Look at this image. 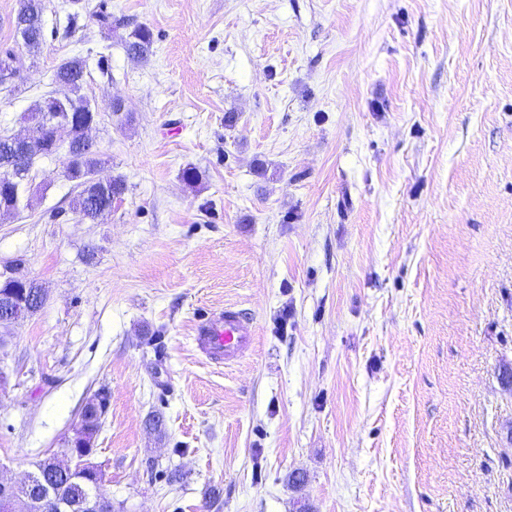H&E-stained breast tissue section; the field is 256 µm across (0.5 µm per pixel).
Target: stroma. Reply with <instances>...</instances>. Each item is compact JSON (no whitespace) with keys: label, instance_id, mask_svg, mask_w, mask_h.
Masks as SVG:
<instances>
[{"label":"stroma","instance_id":"stroma-1","mask_svg":"<svg viewBox=\"0 0 512 512\" xmlns=\"http://www.w3.org/2000/svg\"><path fill=\"white\" fill-rule=\"evenodd\" d=\"M16 8L0 130L82 57L128 190L81 221L62 150L0 222L47 291L0 327V475L104 390L116 512H512V0H46L35 56ZM227 306L255 339L224 367L192 327ZM153 45L152 30L145 25L135 26L125 39L127 55L137 61H146L153 54Z\"/></svg>","mask_w":512,"mask_h":512}]
</instances>
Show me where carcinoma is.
I'll return each mask as SVG.
<instances>
[{
	"label": "carcinoma",
	"mask_w": 512,
	"mask_h": 512,
	"mask_svg": "<svg viewBox=\"0 0 512 512\" xmlns=\"http://www.w3.org/2000/svg\"><path fill=\"white\" fill-rule=\"evenodd\" d=\"M44 0H18L15 22L16 33L20 36L21 47L29 53L38 52L43 43ZM152 30L145 25L134 27L125 39L129 57L145 61L153 54ZM86 61L80 56L62 60L53 73V84L63 88V96L57 98L55 109H44V102L24 114L28 137L24 147L18 149L11 142V135L0 133V167L13 164L18 170L29 172L37 160L48 157L55 147L57 124L67 123L65 132L69 136L66 144L76 152V158L68 178L77 181L79 191L71 200L70 208L82 220L102 223L112 213L113 203L123 199L127 183L123 176L116 175L106 181L96 178L98 169L104 164L102 154L95 145L86 141L85 124L97 121L98 113L89 100L81 94L85 81ZM22 188L0 177V218L8 219L19 211V196ZM0 300H11L16 306H23L22 316L36 313L46 301V292L41 285L35 286L17 278L0 281ZM101 419L92 412L81 416L78 437H88L100 429ZM35 468L54 480L60 497L78 504L92 486L84 474H64L58 470V457L39 460Z\"/></svg>",
	"instance_id": "carcinoma-1"
}]
</instances>
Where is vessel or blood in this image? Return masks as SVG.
I'll return each mask as SVG.
<instances>
[{"label": "vessel or blood", "mask_w": 512, "mask_h": 512, "mask_svg": "<svg viewBox=\"0 0 512 512\" xmlns=\"http://www.w3.org/2000/svg\"><path fill=\"white\" fill-rule=\"evenodd\" d=\"M251 320L232 307L211 312L198 319L193 327V342L211 362L229 364L253 345Z\"/></svg>", "instance_id": "vessel-or-blood-1"}]
</instances>
